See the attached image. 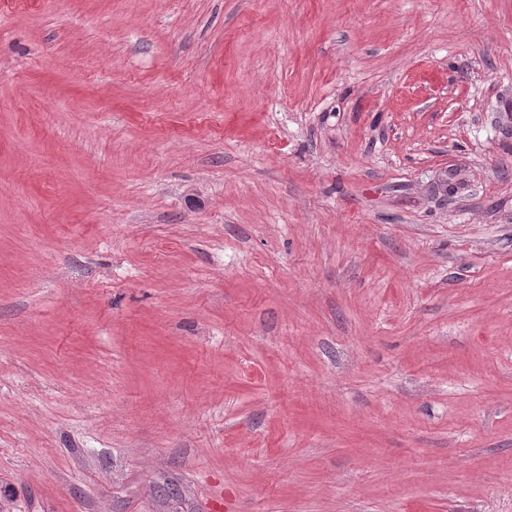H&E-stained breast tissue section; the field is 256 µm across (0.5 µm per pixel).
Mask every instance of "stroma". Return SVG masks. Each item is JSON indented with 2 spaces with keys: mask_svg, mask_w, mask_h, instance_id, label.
Masks as SVG:
<instances>
[{
  "mask_svg": "<svg viewBox=\"0 0 512 512\" xmlns=\"http://www.w3.org/2000/svg\"><path fill=\"white\" fill-rule=\"evenodd\" d=\"M0 512H512V0H0Z\"/></svg>",
  "mask_w": 512,
  "mask_h": 512,
  "instance_id": "35a3bbf8",
  "label": "stroma"
}]
</instances>
